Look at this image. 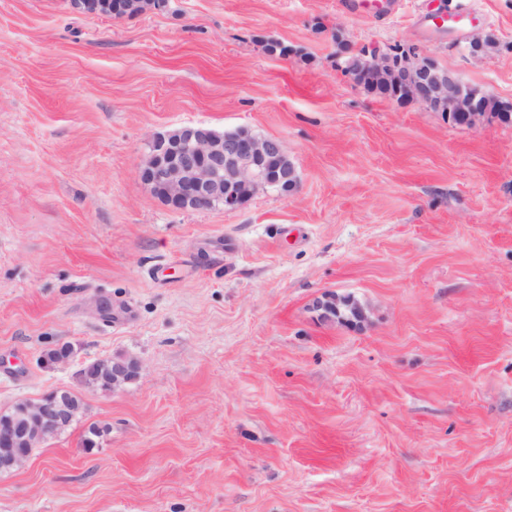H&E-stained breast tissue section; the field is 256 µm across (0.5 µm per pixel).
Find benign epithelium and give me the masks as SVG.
I'll return each instance as SVG.
<instances>
[{"instance_id":"benign-epithelium-1","label":"benign epithelium","mask_w":512,"mask_h":512,"mask_svg":"<svg viewBox=\"0 0 512 512\" xmlns=\"http://www.w3.org/2000/svg\"><path fill=\"white\" fill-rule=\"evenodd\" d=\"M354 74L362 85L387 88L391 100L435 112H455L468 127L484 117L478 91L410 47L395 56L373 46L356 63ZM138 176L177 211L237 210L260 190L290 194L298 186L296 168L282 140L258 136L245 128L218 132L199 124L154 135ZM140 369L135 358H114L100 366L99 377L108 391L115 392ZM72 413V406L59 391L22 401L14 417L0 421L3 467L11 471L21 468L29 459L25 446L54 436Z\"/></svg>"}]
</instances>
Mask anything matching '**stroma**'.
<instances>
[{"instance_id": "stroma-1", "label": "stroma", "mask_w": 512, "mask_h": 512, "mask_svg": "<svg viewBox=\"0 0 512 512\" xmlns=\"http://www.w3.org/2000/svg\"><path fill=\"white\" fill-rule=\"evenodd\" d=\"M400 2L375 22L337 0H0V411L84 400L0 473V512H512V125H452L336 59L411 47L512 104V0L431 39L417 13L457 0ZM191 124L281 139L296 190L171 209L138 168ZM327 292L364 321L323 320ZM117 355L136 380L82 385Z\"/></svg>"}]
</instances>
